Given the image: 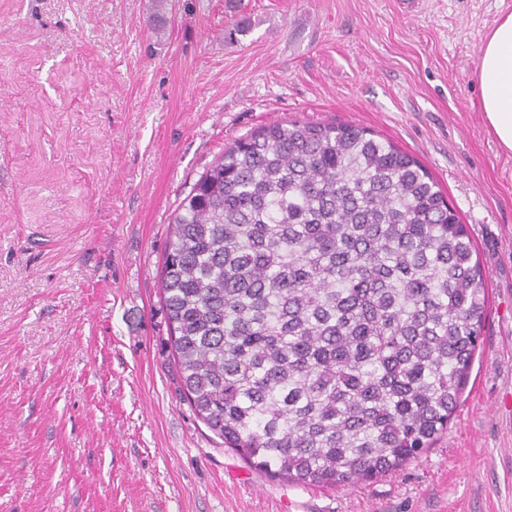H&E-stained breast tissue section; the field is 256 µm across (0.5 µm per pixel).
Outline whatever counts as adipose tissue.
Returning a JSON list of instances; mask_svg holds the SVG:
<instances>
[{
	"label": "adipose tissue",
	"mask_w": 512,
	"mask_h": 512,
	"mask_svg": "<svg viewBox=\"0 0 512 512\" xmlns=\"http://www.w3.org/2000/svg\"><path fill=\"white\" fill-rule=\"evenodd\" d=\"M481 105L503 148L512 151V14L487 37L479 57Z\"/></svg>",
	"instance_id": "adipose-tissue-1"
}]
</instances>
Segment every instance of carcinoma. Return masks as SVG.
<instances>
[{"instance_id": "cac0c4a2", "label": "carcinoma", "mask_w": 512, "mask_h": 512, "mask_svg": "<svg viewBox=\"0 0 512 512\" xmlns=\"http://www.w3.org/2000/svg\"><path fill=\"white\" fill-rule=\"evenodd\" d=\"M431 173L353 124L273 121L171 220L161 290L193 413L253 469L339 487L434 448L487 313Z\"/></svg>"}]
</instances>
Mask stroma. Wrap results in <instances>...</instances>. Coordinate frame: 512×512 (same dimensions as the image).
<instances>
[{
	"label": "stroma",
	"instance_id": "1",
	"mask_svg": "<svg viewBox=\"0 0 512 512\" xmlns=\"http://www.w3.org/2000/svg\"><path fill=\"white\" fill-rule=\"evenodd\" d=\"M512 0H0V512H512V152L478 60ZM352 123L416 157L489 292L447 436L352 487L249 468L183 398L171 215L235 140Z\"/></svg>",
	"mask_w": 512,
	"mask_h": 512
}]
</instances>
